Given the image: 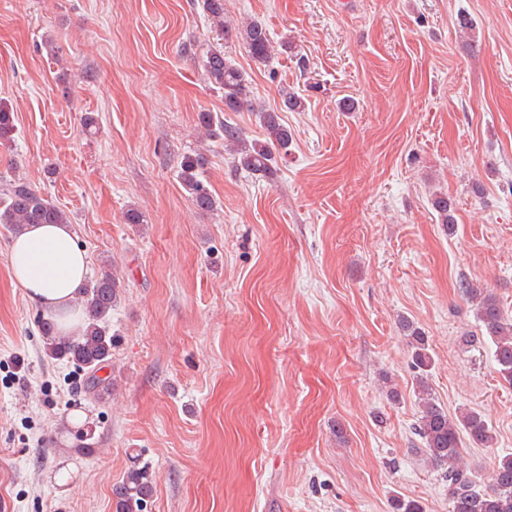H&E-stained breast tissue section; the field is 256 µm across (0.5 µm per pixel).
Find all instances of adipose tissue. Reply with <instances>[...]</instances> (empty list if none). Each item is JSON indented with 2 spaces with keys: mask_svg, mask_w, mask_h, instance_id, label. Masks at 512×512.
Listing matches in <instances>:
<instances>
[{
  "mask_svg": "<svg viewBox=\"0 0 512 512\" xmlns=\"http://www.w3.org/2000/svg\"><path fill=\"white\" fill-rule=\"evenodd\" d=\"M89 260L71 225L32 224L9 248L13 282L67 333L81 328L76 300L87 283Z\"/></svg>",
  "mask_w": 512,
  "mask_h": 512,
  "instance_id": "obj_1",
  "label": "adipose tissue"
}]
</instances>
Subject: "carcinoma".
<instances>
[{
  "instance_id": "carcinoma-1",
  "label": "carcinoma",
  "mask_w": 512,
  "mask_h": 512,
  "mask_svg": "<svg viewBox=\"0 0 512 512\" xmlns=\"http://www.w3.org/2000/svg\"><path fill=\"white\" fill-rule=\"evenodd\" d=\"M201 8L220 34L229 32L224 24V0H201ZM459 36L467 45L474 42L473 19L464 13L455 19ZM251 58L266 63L275 55V46L265 23L250 19L236 29ZM207 81L224 93V111L238 112L247 107L257 112L264 139L247 141L224 121L218 112H202L199 125L209 139L224 141L233 155L236 167L260 177L271 179L277 174L275 153H288L292 133L282 123L279 112H293L305 107V99L283 86L279 90L280 110L254 108L250 98V82L246 73L226 55L224 47L210 46L202 56ZM207 159L202 154L187 155L177 167V180L191 203L209 212L217 201L204 179ZM432 207L439 223L447 230L454 228L453 202L443 193L434 194ZM68 214L49 200L38 188L21 178H0V226L16 234L28 224H69ZM122 283L110 269L104 268L85 288L80 305L84 308V328L77 336H62L54 322L38 320L47 356L72 364L85 375L82 390L100 400L112 392V381L101 379L97 372L110 363L114 341L110 330L112 309L119 299ZM464 294L476 306V315L494 347L493 356L503 381L512 384V319L504 316L495 296L481 288L467 285ZM400 328L412 349L416 384L422 402L416 428L421 438V451L433 465L444 470L448 482L450 512H512V456L502 458L490 477V484L481 488L460 463L461 448L469 442L488 446L494 440L492 428L476 412L453 419L432 401L427 374L431 366L425 333L408 318L400 320ZM155 475L146 465H134L112 494L113 512H146L153 493Z\"/></svg>"
}]
</instances>
